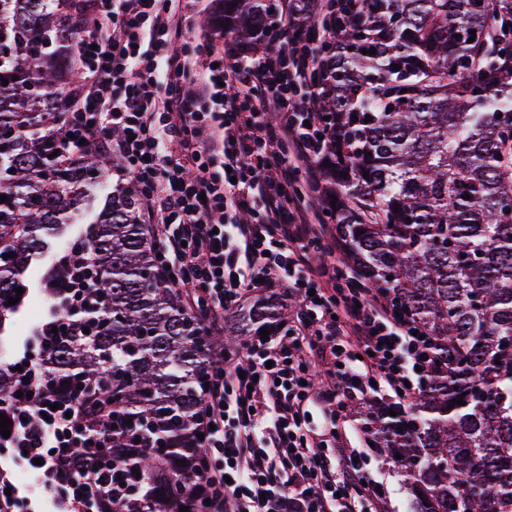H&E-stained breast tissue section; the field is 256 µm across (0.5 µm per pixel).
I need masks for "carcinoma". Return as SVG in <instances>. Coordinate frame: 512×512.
Here are the masks:
<instances>
[{
    "label": "carcinoma",
    "instance_id": "carcinoma-1",
    "mask_svg": "<svg viewBox=\"0 0 512 512\" xmlns=\"http://www.w3.org/2000/svg\"><path fill=\"white\" fill-rule=\"evenodd\" d=\"M338 5L317 53L320 111L338 138L319 211L365 281L432 346L409 410L373 421L378 450L405 476L412 512H512V139L500 131L512 113V0ZM262 8L224 0V31L254 52ZM76 38L71 0H0L11 48L0 126L13 129L0 140V325L31 299L24 261L53 247L111 168L106 154L53 155L77 87ZM79 249L81 319L43 353L41 394L88 413L93 439L72 448L75 465L91 483L97 471L111 482L93 490L94 508L202 512L187 480L210 355L288 316L261 298L227 339L208 333L163 281L131 182L112 187ZM71 272L65 255L44 269L46 300ZM19 287L18 304L4 307Z\"/></svg>",
    "mask_w": 512,
    "mask_h": 512
}]
</instances>
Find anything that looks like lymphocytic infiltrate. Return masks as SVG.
<instances>
[{"label":"lymphocytic infiltrate","instance_id":"obj_1","mask_svg":"<svg viewBox=\"0 0 512 512\" xmlns=\"http://www.w3.org/2000/svg\"><path fill=\"white\" fill-rule=\"evenodd\" d=\"M195 0H81L79 95L64 157L106 152L137 187L166 284L213 333L249 289L295 303L287 329L252 337L243 363L213 354L198 430L223 464L196 468L209 512H378L363 445H348L353 404L381 413L420 392L426 339L363 280L341 282L324 246L327 130L317 45L296 0H269L264 52L190 38ZM0 453L42 477L51 512H88L71 447L78 406L5 400ZM322 417L311 425V413Z\"/></svg>","mask_w":512,"mask_h":512}]
</instances>
